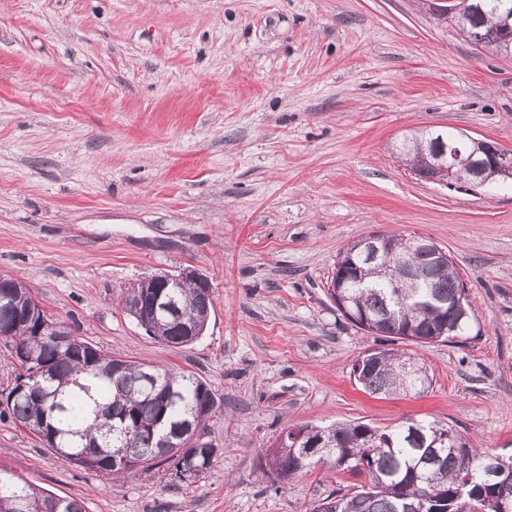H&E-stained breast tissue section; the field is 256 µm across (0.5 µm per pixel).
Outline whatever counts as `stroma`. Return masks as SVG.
Masks as SVG:
<instances>
[{
    "instance_id": "stroma-1",
    "label": "stroma",
    "mask_w": 512,
    "mask_h": 512,
    "mask_svg": "<svg viewBox=\"0 0 512 512\" xmlns=\"http://www.w3.org/2000/svg\"><path fill=\"white\" fill-rule=\"evenodd\" d=\"M451 127L512 150V56L475 47L420 0H0V275L126 359L202 378L222 407L196 479L170 464L108 480L0 420V467L87 512H308L349 472L282 480L258 459L287 426L435 420L512 456V184L418 180L401 139ZM374 232L445 247L465 335H370L328 292ZM183 268L210 284L179 347L127 315V290ZM411 354L421 395L378 399L352 374Z\"/></svg>"
}]
</instances>
